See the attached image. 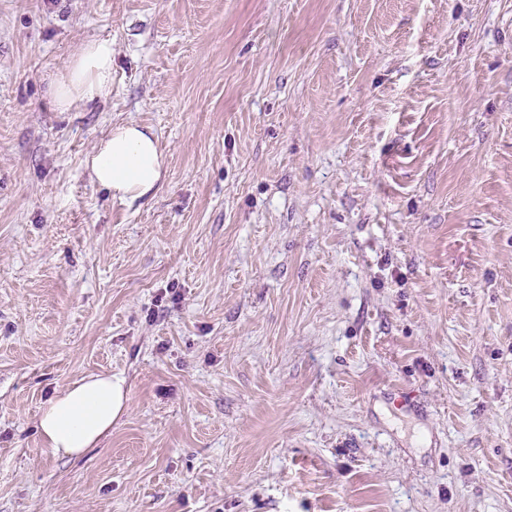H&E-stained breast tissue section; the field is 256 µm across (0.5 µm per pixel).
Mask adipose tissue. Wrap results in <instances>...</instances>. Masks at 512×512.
I'll use <instances>...</instances> for the list:
<instances>
[{"instance_id": "ef3b65f1", "label": "adipose tissue", "mask_w": 512, "mask_h": 512, "mask_svg": "<svg viewBox=\"0 0 512 512\" xmlns=\"http://www.w3.org/2000/svg\"><path fill=\"white\" fill-rule=\"evenodd\" d=\"M112 92V42L85 43L48 86L60 112L87 108ZM91 176L114 199L133 202L162 184L166 159L153 131L134 122L113 125L86 158ZM128 388L119 374H93L48 400L38 415L39 432L51 453L74 458L106 436L128 410Z\"/></svg>"}]
</instances>
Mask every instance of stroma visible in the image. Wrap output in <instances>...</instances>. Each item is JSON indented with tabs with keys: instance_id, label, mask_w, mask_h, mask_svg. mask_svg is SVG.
<instances>
[{
	"instance_id": "stroma-1",
	"label": "stroma",
	"mask_w": 512,
	"mask_h": 512,
	"mask_svg": "<svg viewBox=\"0 0 512 512\" xmlns=\"http://www.w3.org/2000/svg\"><path fill=\"white\" fill-rule=\"evenodd\" d=\"M123 122L132 204L85 164ZM0 512H512V0H0ZM112 52L111 39L85 43L49 83L53 107L59 112H71L107 98L112 92ZM91 176L121 202L154 194L162 184L166 159L156 135L135 122L113 125L108 136L87 155ZM128 388L119 374H93L48 400L38 415L51 453L74 458L92 448L128 411Z\"/></svg>"
}]
</instances>
